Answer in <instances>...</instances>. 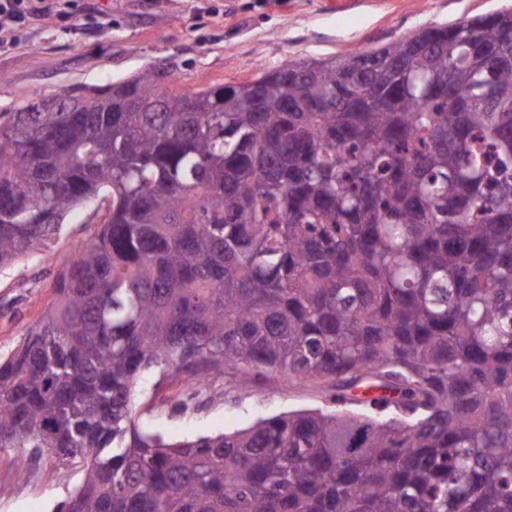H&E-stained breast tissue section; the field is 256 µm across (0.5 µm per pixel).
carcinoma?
<instances>
[{
    "instance_id": "carcinoma-1",
    "label": "carcinoma",
    "mask_w": 512,
    "mask_h": 512,
    "mask_svg": "<svg viewBox=\"0 0 512 512\" xmlns=\"http://www.w3.org/2000/svg\"><path fill=\"white\" fill-rule=\"evenodd\" d=\"M103 220L0 360L17 474L58 512H512V10L185 93L171 70L0 115V266ZM159 368L331 394L230 433L138 430ZM18 449L0 452V512H55L79 486L82 465L62 466L52 455H44L21 478L13 465Z\"/></svg>"
}]
</instances>
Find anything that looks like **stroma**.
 Listing matches in <instances>:
<instances>
[{
    "instance_id": "35a3bbf8",
    "label": "stroma",
    "mask_w": 512,
    "mask_h": 512,
    "mask_svg": "<svg viewBox=\"0 0 512 512\" xmlns=\"http://www.w3.org/2000/svg\"><path fill=\"white\" fill-rule=\"evenodd\" d=\"M512 8V0H75L0 43V113L78 85H104L151 65L171 68L182 91L240 82L301 59L381 47L433 24ZM78 207L60 233L0 267V360L24 342L48 307L57 273L100 221ZM187 385L157 369L140 377L133 420L173 442L247 427L288 411L321 408V390L281 378L252 389L235 371L211 382L187 409ZM14 450L0 452V512H55L79 486L82 467L46 455L18 476Z\"/></svg>"
}]
</instances>
